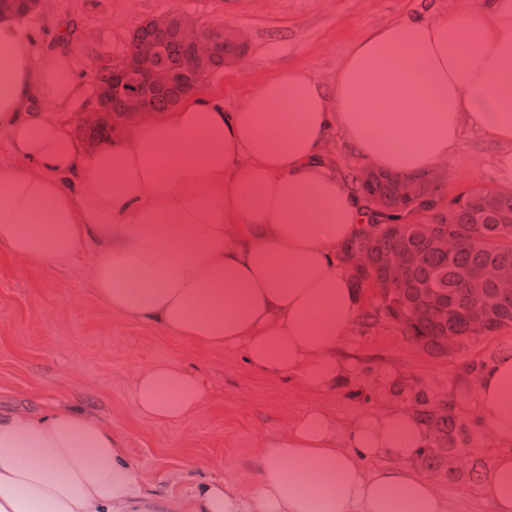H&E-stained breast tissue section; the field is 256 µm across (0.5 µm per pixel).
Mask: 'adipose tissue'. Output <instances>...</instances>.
<instances>
[{"label": "adipose tissue", "instance_id": "obj_1", "mask_svg": "<svg viewBox=\"0 0 512 512\" xmlns=\"http://www.w3.org/2000/svg\"><path fill=\"white\" fill-rule=\"evenodd\" d=\"M79 87L68 50L35 54L18 19H0V246L67 267L91 255L98 297L120 316L212 347L242 348L271 375L333 386L331 352L357 315L359 292L336 249L365 214L324 161L332 128L397 174L449 158L465 126L502 149L512 180V0L367 32L333 89L291 70L228 110L193 97L146 116L112 146L88 152L56 117ZM137 410L187 420L206 398L195 373L162 363L135 373ZM476 412L512 446V344L483 374ZM430 433L409 411L361 417L346 437L311 410L269 438L256 484H199L192 512H447L405 460ZM379 461L368 470L366 461ZM481 488L512 512V456H496ZM141 484L121 435L84 410L0 412V512H178Z\"/></svg>", "mask_w": 512, "mask_h": 512}]
</instances>
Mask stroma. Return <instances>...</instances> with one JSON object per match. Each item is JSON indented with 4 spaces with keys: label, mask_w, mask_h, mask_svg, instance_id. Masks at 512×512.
Listing matches in <instances>:
<instances>
[{
    "label": "stroma",
    "mask_w": 512,
    "mask_h": 512,
    "mask_svg": "<svg viewBox=\"0 0 512 512\" xmlns=\"http://www.w3.org/2000/svg\"><path fill=\"white\" fill-rule=\"evenodd\" d=\"M480 0H54L50 11L22 19L36 51L59 35L73 51L81 94L63 112L72 138L90 140L80 115L95 100L94 69L120 61L135 31L160 14L188 15L206 28L224 24L249 37L246 60L221 67L205 81L225 108L242 104L260 83L289 69L332 87L336 71L360 34L412 15L426 20L478 6ZM498 152L479 129L465 127L444 162L443 200L471 188L500 189ZM83 257L68 267L14 257L0 248V410L42 412L71 404L122 435L139 480L154 494L188 504L203 481L250 486L254 462L267 439L303 413L320 409L348 431L368 414L421 411L418 398L450 402L473 425L452 459L438 467L414 456L408 468L425 477L449 512H495L483 498L478 469L500 449L475 413L478 378L467 364L489 361L512 328L467 339L450 354L424 349L401 323L381 315L378 291H360V319L334 355L343 371L335 387L316 390L296 376H271L251 367L237 348L204 347L112 312L96 295ZM168 362L196 373L207 388L202 406L179 424L141 415L130 394L134 371Z\"/></svg>",
    "instance_id": "35a3bbf8"
}]
</instances>
